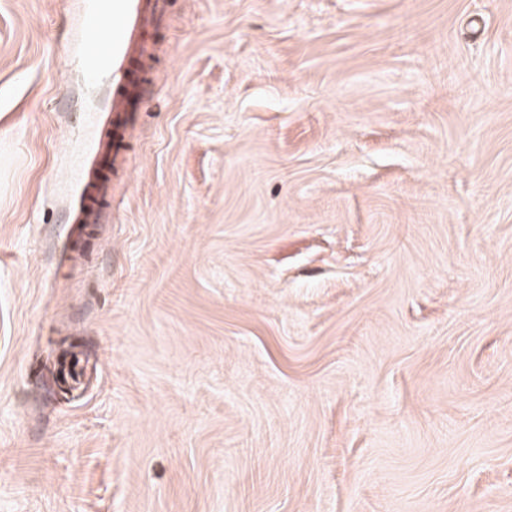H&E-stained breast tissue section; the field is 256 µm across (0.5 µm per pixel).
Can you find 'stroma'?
<instances>
[{
	"instance_id": "1",
	"label": "stroma",
	"mask_w": 512,
	"mask_h": 512,
	"mask_svg": "<svg viewBox=\"0 0 512 512\" xmlns=\"http://www.w3.org/2000/svg\"><path fill=\"white\" fill-rule=\"evenodd\" d=\"M83 20L0 0V512H512V0H164L84 230Z\"/></svg>"
}]
</instances>
